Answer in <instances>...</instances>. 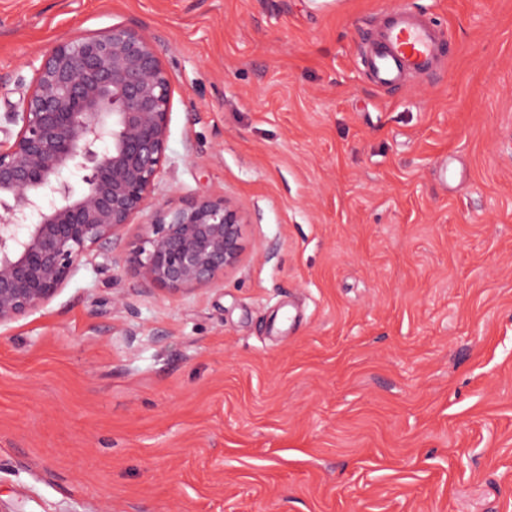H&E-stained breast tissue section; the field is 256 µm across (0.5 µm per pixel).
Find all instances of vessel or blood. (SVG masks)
Returning a JSON list of instances; mask_svg holds the SVG:
<instances>
[{
	"instance_id": "obj_1",
	"label": "vessel or blood",
	"mask_w": 512,
	"mask_h": 512,
	"mask_svg": "<svg viewBox=\"0 0 512 512\" xmlns=\"http://www.w3.org/2000/svg\"><path fill=\"white\" fill-rule=\"evenodd\" d=\"M443 54L437 26L408 9L388 10L365 52L371 80L379 89L402 85L408 76L434 71Z\"/></svg>"
}]
</instances>
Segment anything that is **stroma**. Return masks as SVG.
<instances>
[{
  "label": "stroma",
  "instance_id": "obj_1",
  "mask_svg": "<svg viewBox=\"0 0 512 512\" xmlns=\"http://www.w3.org/2000/svg\"><path fill=\"white\" fill-rule=\"evenodd\" d=\"M385 7L437 23L440 72L369 82ZM117 24L169 74L165 159L111 258L0 328V500L512 512V0H0V116ZM205 196L238 206L241 264L147 287L129 249Z\"/></svg>",
  "mask_w": 512,
  "mask_h": 512
}]
</instances>
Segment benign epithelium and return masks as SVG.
Instances as JSON below:
<instances>
[{"mask_svg": "<svg viewBox=\"0 0 512 512\" xmlns=\"http://www.w3.org/2000/svg\"><path fill=\"white\" fill-rule=\"evenodd\" d=\"M172 86L156 42L115 25L43 56L0 140V327L48 304L82 258L112 259L165 158ZM82 174L84 187L65 178ZM242 216L225 197L159 212L129 250L142 281L168 294L218 284L240 262Z\"/></svg>", "mask_w": 512, "mask_h": 512, "instance_id": "7a95c632", "label": "benign epithelium"}]
</instances>
